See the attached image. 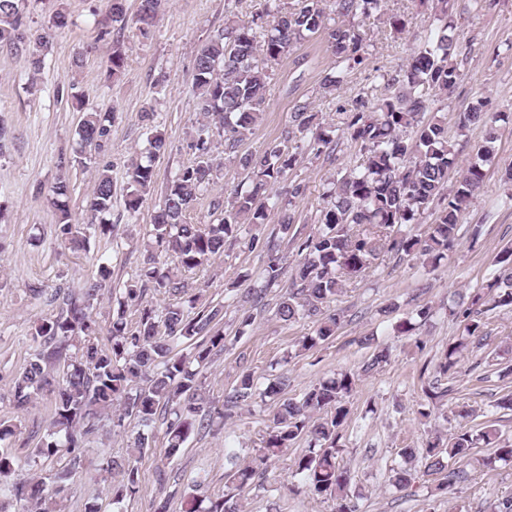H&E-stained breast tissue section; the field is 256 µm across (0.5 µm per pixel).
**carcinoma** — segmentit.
Segmentation results:
<instances>
[{"label": "carcinoma", "mask_w": 512, "mask_h": 512, "mask_svg": "<svg viewBox=\"0 0 512 512\" xmlns=\"http://www.w3.org/2000/svg\"><path fill=\"white\" fill-rule=\"evenodd\" d=\"M329 1L336 13L352 19H366L384 7V0H296L287 9H264L253 17L250 26L229 23L200 46L193 91L202 121L188 144L196 161L167 182L155 207L154 250L148 263L125 284L117 299L113 298L111 269L103 263L81 298L62 296L61 312L35 326V349L13 379L10 396L17 411L26 412L44 399L51 405L46 434L28 455L27 466L36 470L47 460L66 458L65 465L48 476L34 473L13 485L21 512H60L69 486L85 464L82 448L107 421L119 429L131 417L144 426L160 422L165 426V459L170 461L193 432L231 419L234 409L249 406L258 398H277L282 393L283 378L262 389L247 371L237 387L224 396L222 407L213 406L206 398L202 371L214 355L224 351V305L202 303L199 295L186 296L183 274L221 257L227 242L239 240L241 224L265 223L266 201L284 185L288 201L282 210L280 231L288 237L294 223L290 206L305 191L304 184L290 180L299 153L290 151L288 143H296L299 149L306 146L320 155L335 151L343 138L358 146L359 152L354 164L325 193L318 228L298 245L300 261L292 286L278 304L277 313L285 322L315 319V334L303 337L299 350L310 351L336 334L341 317L325 308L342 293L345 281L363 274L381 254L423 258L435 265L453 248L459 225L483 184L484 163L494 152V124L504 120V114L488 113L481 103L464 113L461 127L481 124L488 128V134L459 168L453 187H448V172L457 160L449 145L448 125L439 120L423 121L440 99L453 92L458 79L450 63L454 35L448 21V0H434V15L443 22L440 33L425 38L407 64L386 79L387 84L398 86V94L372 102L356 99L338 109L336 123L326 128L315 123L312 103L304 101L295 105L279 143L261 151L240 152L264 112L269 65L293 53L301 40L325 35L335 57L334 71L323 81L324 92L330 95L346 71L363 63L366 39L353 26H327ZM165 2L139 0L136 23L141 35L150 33ZM21 5L22 0H0V44L26 54L30 67L38 71L56 33L69 25V16L57 11L33 30ZM258 28L266 29L260 40ZM114 117L112 112L89 113L80 125L81 142L102 147L109 139ZM216 138L223 142L224 155L250 173L247 186H238L224 196L213 193L223 168L212 154ZM167 151L165 136L155 130L148 137L146 157L137 155L126 164L130 193L125 209L130 216L138 213L144 196L154 186V163ZM113 197L112 175L103 168L94 177L91 221L73 223L66 205L55 202L61 235L72 250L86 249L91 235L107 237L112 233L113 225L96 218L111 211ZM204 200L208 201L209 222L195 224L190 214ZM436 200L442 206L432 231L422 238L413 233V226ZM259 244L267 255L266 284L273 285L282 274L281 257L272 241L261 244L253 236L246 242L251 250ZM497 263L500 274L488 292L475 294L461 310L463 333L441 356L439 376L454 373L468 348L487 345L488 312L512 308L511 246L500 252ZM149 288L168 298L162 310L142 302ZM105 299L116 300L117 310L104 331L94 305ZM130 306L139 312L134 324L126 319ZM176 341L186 344L189 351L173 352ZM358 381L359 373L342 371L299 399L279 401L260 453L234 464L225 473L227 482L239 491L251 487L271 459L305 436L309 446L293 458L292 473L302 477L309 494L334 501L336 512H356L349 493L350 474L338 459V442L350 414L348 399ZM471 416L473 410L461 405L455 411L458 427L447 441L436 436L424 448L400 449L403 464L394 469V486L405 489L418 477L436 475V492L446 495L466 476L456 464L480 446L493 449L486 465L512 464V442L501 439L491 421L477 429L469 426ZM16 431L17 424L0 421L1 482L10 480L20 467L10 445ZM145 448L147 438L139 434L125 456L110 457L99 465V471L110 478L113 501L119 503L138 492L137 462ZM202 488L203 482L193 481L183 494L182 512H238L237 503L228 496L202 507Z\"/></svg>", "instance_id": "cac0c4a2"}]
</instances>
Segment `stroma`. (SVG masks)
<instances>
[{
	"label": "stroma",
	"mask_w": 512,
	"mask_h": 512,
	"mask_svg": "<svg viewBox=\"0 0 512 512\" xmlns=\"http://www.w3.org/2000/svg\"><path fill=\"white\" fill-rule=\"evenodd\" d=\"M125 8L128 21L121 26L113 23L108 0H25L23 11L32 27L43 25L60 9L70 18L37 75L24 56L0 45V124L12 136L8 152L0 157V419L18 423L11 446L21 459L44 435L50 418L48 402L23 414L10 403V383L33 352L32 325L58 314L56 291L80 295L100 264L110 267L117 289L139 273L152 240L159 193L179 169L195 160L186 143L198 119L193 92L197 50L225 20L250 25L264 10L265 0H171L146 38L134 22L138 0H126ZM449 13L455 42L451 61L459 78L453 93L429 117L447 123L453 149L464 162L483 140L485 128L475 124L459 129L460 114L479 100L486 111L512 114V0H449ZM391 15L404 18L403 34H392L387 22ZM436 26L433 15L413 0H386L384 17L373 16L361 24L368 42L365 61L331 95L321 88L334 63L327 40L317 36L303 41L294 57L274 65L265 111L243 151H260L276 143L297 102H313L321 121L332 123L339 105L385 95L383 74L404 66L421 37ZM117 47L125 66L114 80L106 73V61ZM78 55L83 58L79 67L73 64ZM109 110L115 111L116 119L105 146L92 153L94 167L74 162L69 171H61V158L74 161L81 150L78 129L85 113ZM146 110L153 112L152 125L165 134L169 150L155 163V194L132 219L125 210V164L146 145L147 126L141 120ZM356 152L345 140L329 156L302 152L292 173L306 187L292 206L294 240H282L280 208L270 205L264 224L243 225L241 241L226 244L223 257L189 278V288L203 289L206 299L224 304L226 347L204 371L206 393L215 405H222L225 394L249 371L262 386L286 374L284 395L298 398L323 379L357 370L372 353L364 337H374L377 345L388 348L389 360L361 376L339 441V458L351 475L359 512H488L496 497L512 494V466L483 467L488 449L473 450L467 480L450 495L437 494L430 480L399 490L392 486L391 476L402 463L401 448H421L432 434L453 432V411L462 403L475 411L472 427L491 420L503 438L512 439V411L496 406L512 390V309L491 312L489 345L461 358L447 380L450 394L443 403L431 404L424 393L435 379L442 352L463 327L452 309L498 275L496 257L512 245V183L505 178L512 166V121L497 127L496 151L484 167L483 187L447 261L432 269L417 259L382 255L363 275L346 281L332 303V310L341 315L336 335L302 352L298 342L313 332V322L282 321L277 304L299 260L296 238L315 231L330 181L349 166ZM103 166L112 175L115 194L109 219L118 230L113 238L91 239L86 250L72 252L61 242L52 188L58 177H65L71 219L83 222L95 170ZM253 235L280 242L283 269L274 285L265 283L264 253L244 244ZM262 288L267 291L264 302L254 304L252 294ZM425 305L431 315L419 324L415 336L398 334V320ZM247 315L254 321L245 327L241 321ZM276 410L277 402L270 398L238 408L225 425L191 434L169 463L164 460L163 426L147 427L127 419L124 432L100 436L85 448L84 456L93 463L123 456L131 436L144 434L148 446L138 462V493L113 503L111 492L90 468L75 479L65 512H84L90 502L100 512H156L160 507L179 512L182 494L199 477L205 480L208 498L234 494L225 473L231 461L255 455L261 432ZM306 446V441H297L286 455L272 461L268 486L235 494L240 512H335L333 501L309 496L289 469L292 458Z\"/></svg>",
	"instance_id": "stroma-1"
}]
</instances>
